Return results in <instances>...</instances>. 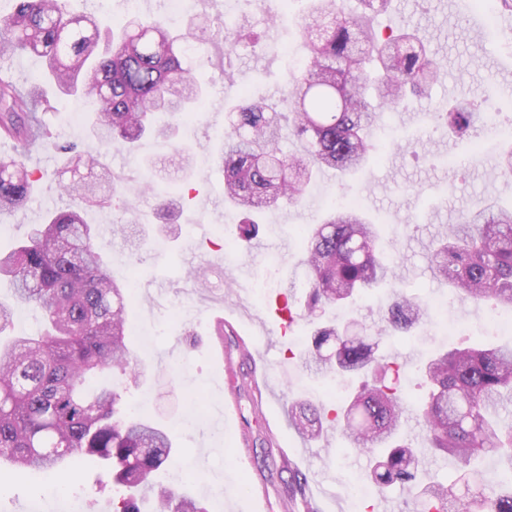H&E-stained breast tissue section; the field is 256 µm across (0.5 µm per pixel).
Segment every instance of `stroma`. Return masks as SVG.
<instances>
[{"label": "stroma", "mask_w": 512, "mask_h": 512, "mask_svg": "<svg viewBox=\"0 0 512 512\" xmlns=\"http://www.w3.org/2000/svg\"><path fill=\"white\" fill-rule=\"evenodd\" d=\"M308 6V0H242L237 11L246 14L260 39L230 53L220 42L204 45L199 74L208 95L192 121L180 122L176 135L192 153L193 169L160 197L142 186L150 176L149 159L166 155V143L147 139L133 153L100 149L122 179L125 203L85 214L99 229L112 276L135 286L129 339L142 375L130 385L128 399H151L146 417L170 429L178 448L157 480L169 483L173 474L192 467L198 479L190 484L191 493L210 506L218 501L215 493H222L223 512H249L259 496L266 512H365L383 499L373 491L357 500L350 495L369 464L366 453L336 432L306 440L288 420L297 398L328 409L336 403L326 391L327 377L293 357L310 332L306 318L286 329L280 313L283 296H302L310 284L301 240L334 201L353 198L382 224L384 255L409 293L447 302L410 335L387 339L408 399L417 394L418 360L430 350L486 332L512 343V328L490 322L488 305L450 297L430 265L435 241L477 201L512 205V174L497 163L503 135L512 131V33L489 27L480 10H468L459 0H392L377 16L374 25L382 31L403 23L418 29L441 63L426 95L379 117V160L344 185L334 172L320 174L300 203L258 215L260 231L251 243L236 240L243 215L224 198L219 161L227 103L244 91L272 102L280 98L289 72L305 61L300 24ZM43 68V60L29 54L0 61V72L19 86L36 87L53 100L56 109L44 119L58 143L44 149L45 163L30 160L39 179L25 208L0 213V251L23 240L47 211L72 206L57 186L66 159L63 146L97 147L86 120L72 118L78 101L58 98L52 86L41 83ZM461 96L485 120L468 136L452 139L443 116ZM132 221L155 228L134 253L113 231ZM194 271L211 280H233L238 290L199 291L190 277ZM259 279L268 280V290H253ZM217 314L225 320L220 348L212 341ZM242 435L247 446L240 450L236 442ZM67 483L91 512H112L116 489L97 461H87ZM54 496L45 474L19 472L0 483V512H34Z\"/></svg>", "instance_id": "stroma-1"}]
</instances>
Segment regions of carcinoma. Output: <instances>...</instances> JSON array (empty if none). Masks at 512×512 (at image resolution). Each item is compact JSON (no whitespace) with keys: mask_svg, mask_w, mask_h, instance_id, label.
<instances>
[{"mask_svg":"<svg viewBox=\"0 0 512 512\" xmlns=\"http://www.w3.org/2000/svg\"><path fill=\"white\" fill-rule=\"evenodd\" d=\"M390 6L391 0H358L354 10L344 0H310L302 23L309 54L290 75L287 93L268 103L245 92L231 109L220 160L224 194L235 208L265 212L281 200L296 204L319 173L363 168L375 151L379 115L402 105L407 88L436 79L440 62L417 34L375 31L374 17ZM218 39L230 51L236 47L205 15L184 32L171 18L139 16L103 31L94 14H68L62 0H17L0 21V57L43 59L62 95L92 104L96 140L128 148L147 137L173 138L175 128L157 117L187 118L202 105L192 49ZM50 109L0 75L1 134L23 146L32 139L52 143L42 117ZM445 119L462 129L482 116L461 101ZM287 136L301 142L302 153L282 151ZM64 150L71 178L59 187L75 207L47 213L24 242L0 254V275L12 280L16 301L37 307L45 320L41 335L0 344V466L58 475L95 458L122 489L112 512H207L188 494L155 484V473L175 453L173 439L124 399V383L140 374L127 340L130 285L112 278L95 227L83 216L87 208L112 206L120 178L99 155L74 145ZM35 182L25 154L0 159V209L25 207ZM305 264L314 279L303 307L319 320L305 362L326 375L367 380L331 410L292 404L289 421L298 434L316 440L341 432L371 456L363 482L382 495L392 486L407 490L419 512H512V481L490 483L480 466L492 454L503 473H512V423L498 412L512 402V345L464 339L425 361L419 409L427 444L457 469L449 485L423 482L422 459L399 433L404 409L396 381L386 379L395 363L367 329L347 333L324 315L379 287L393 295L382 335L413 327L429 308L404 293L385 258L381 228L355 207H334L309 230ZM432 268L459 300L512 310V210L477 202L449 227L432 252Z\"/></svg>","mask_w":512,"mask_h":512,"instance_id":"cac0c4a2","label":"carcinoma"}]
</instances>
